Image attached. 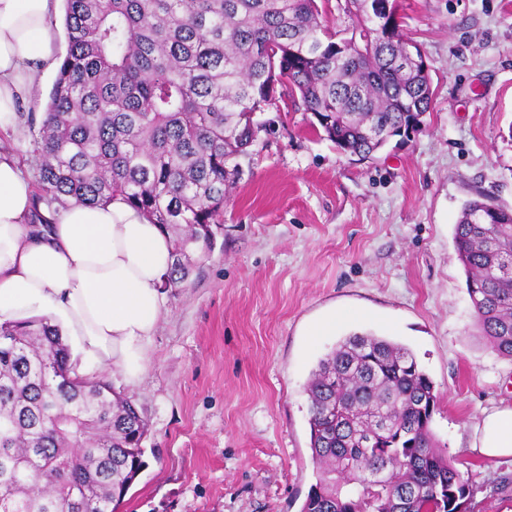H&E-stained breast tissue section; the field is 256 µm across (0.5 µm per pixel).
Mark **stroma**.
Here are the masks:
<instances>
[{"mask_svg": "<svg viewBox=\"0 0 512 512\" xmlns=\"http://www.w3.org/2000/svg\"><path fill=\"white\" fill-rule=\"evenodd\" d=\"M434 99L368 160L283 98L224 199L213 250L167 297L141 381L101 371L148 423L125 512H300L315 484L305 385L342 337L406 345L439 397L430 428L466 462L470 512H512V458L472 448L512 407V359L480 336L453 241L479 195L512 210V0H400ZM362 319L312 336L323 317Z\"/></svg>", "mask_w": 512, "mask_h": 512, "instance_id": "35a3bbf8", "label": "stroma"}]
</instances>
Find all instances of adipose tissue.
<instances>
[{
    "label": "adipose tissue",
    "mask_w": 512,
    "mask_h": 512,
    "mask_svg": "<svg viewBox=\"0 0 512 512\" xmlns=\"http://www.w3.org/2000/svg\"><path fill=\"white\" fill-rule=\"evenodd\" d=\"M58 0H0V132L14 131L39 75L58 60L50 35ZM34 189L0 151V323L40 313L78 344L76 374L120 372L133 384L167 310L163 282L172 242L123 201L70 203L51 224H32ZM473 445L512 457V408L484 415Z\"/></svg>",
    "instance_id": "obj_1"
}]
</instances>
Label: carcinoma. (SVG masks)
I'll use <instances>...</instances> for the list:
<instances>
[{
	"label": "carcinoma",
	"instance_id": "cac0c4a2",
	"mask_svg": "<svg viewBox=\"0 0 512 512\" xmlns=\"http://www.w3.org/2000/svg\"><path fill=\"white\" fill-rule=\"evenodd\" d=\"M344 0L333 31L317 0H66L68 50L30 147L40 205L121 199L171 235L163 288L184 287L223 224L233 173L277 106V86L318 116L337 150L370 159L430 111L429 73L400 22ZM476 326L512 358V211L471 200L455 225ZM45 319L0 324V512H119L145 466L147 423L103 379L73 376ZM316 468L300 512H467L474 493L430 424L433 382L384 336L340 339L312 370Z\"/></svg>",
	"mask_w": 512,
	"mask_h": 512
}]
</instances>
